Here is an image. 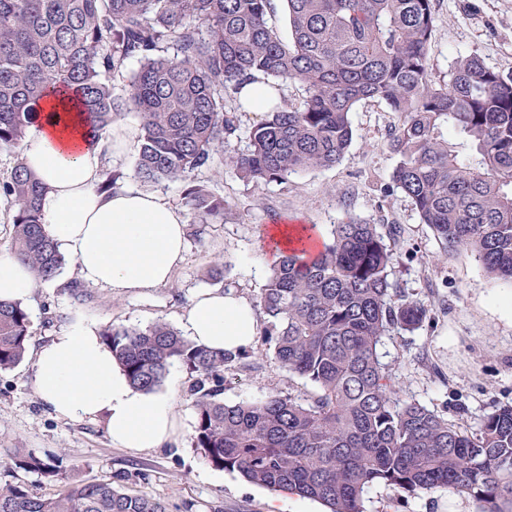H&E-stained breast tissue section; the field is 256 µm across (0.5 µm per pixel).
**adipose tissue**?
<instances>
[{"mask_svg": "<svg viewBox=\"0 0 512 512\" xmlns=\"http://www.w3.org/2000/svg\"><path fill=\"white\" fill-rule=\"evenodd\" d=\"M52 103L30 127L21 149L24 166L44 186L40 202L45 234L69 253L81 279L125 296L168 285L184 260L187 225L182 211L157 193L127 187L98 189L105 162L139 145L140 127L118 121L99 135L75 105L51 117ZM34 272L0 250V300L29 298ZM192 341L230 352L251 345L259 332L254 303L229 289L209 288L183 314ZM34 387L66 419L103 420L117 447L162 448L174 443L179 421L170 395L134 389L94 325L79 319L35 353Z\"/></svg>", "mask_w": 512, "mask_h": 512, "instance_id": "adipose-tissue-1", "label": "adipose tissue"}]
</instances>
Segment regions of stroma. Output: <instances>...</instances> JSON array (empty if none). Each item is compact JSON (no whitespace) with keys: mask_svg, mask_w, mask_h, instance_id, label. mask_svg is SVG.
I'll use <instances>...</instances> for the list:
<instances>
[{"mask_svg":"<svg viewBox=\"0 0 512 512\" xmlns=\"http://www.w3.org/2000/svg\"><path fill=\"white\" fill-rule=\"evenodd\" d=\"M433 12L434 79L448 80L455 61L471 54L492 70L512 73V0H433ZM350 121L352 142L336 166L268 184L242 179L221 160L200 174L206 188L223 197L224 220L206 226L202 237L187 236L185 260L169 285L123 297L101 289L95 303L79 306L62 288L79 277L74 259L66 258L56 279L24 302L31 347L48 343L78 315L99 329L110 323L144 328L160 320L182 329L190 298L203 288H232L257 299L272 266L266 226L288 220L313 224L327 239L335 225L353 218L383 233L389 225L398 227L392 278L428 310L420 327L393 332L381 348L398 397L470 428L494 409L512 406V313L498 303L512 296V284L491 282L468 250L441 251L410 198L395 186L398 158L390 139L397 114L367 100L354 108ZM218 260L223 268L217 281L211 269ZM249 354L248 364L226 371L225 402L276 391L312 392L309 382L280 369L263 347L252 346ZM33 363L29 355L0 372V459L16 448L39 455L60 451L68 462L80 463V478L125 475L127 489L166 500L171 512H268L270 489L212 467L193 448L196 416L187 394L190 376L181 365L171 367L162 385L181 422L177 442L133 450L115 447L103 421L59 417L34 389ZM452 506L444 489L400 495L374 487L365 502L367 512H451Z\"/></svg>","mask_w":512,"mask_h":512,"instance_id":"35a3bbf8","label":"stroma"}]
</instances>
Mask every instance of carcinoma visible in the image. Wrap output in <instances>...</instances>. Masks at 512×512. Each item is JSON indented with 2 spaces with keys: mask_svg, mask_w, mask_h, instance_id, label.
Instances as JSON below:
<instances>
[{
  "mask_svg": "<svg viewBox=\"0 0 512 512\" xmlns=\"http://www.w3.org/2000/svg\"><path fill=\"white\" fill-rule=\"evenodd\" d=\"M273 0H0V150L26 138L50 93L77 97L92 131L132 109L141 122L136 175L179 180L211 169L240 128L224 94L262 74L304 85L299 107L280 105L249 128L246 151L226 158L242 178L280 182L340 163L352 141L350 112L377 99L399 115L390 140L393 182L440 248L474 252L488 278L512 283V74L476 55L448 81L431 76L432 0H284L288 41L269 24ZM140 62L127 95L108 77ZM41 182L22 162L0 181L16 256L41 282L63 264L40 217ZM193 223L224 218V198L192 186ZM393 249L375 224H338L314 251L279 256L258 303L259 335L278 366L309 381L224 402V371L248 357L200 346L164 322L99 332L133 388L153 392L179 363L191 375L192 446L215 468L309 498L328 512H365L369 489L405 494L452 489L479 512H512V406L471 431L396 396L380 360L383 338L411 330L427 309L389 279ZM74 302L97 295L64 284ZM31 322L20 301H0V371L25 358ZM54 487L0 484V512H169V504L107 481L70 474L60 453L19 448L0 462Z\"/></svg>",
  "mask_w": 512,
  "mask_h": 512,
  "instance_id": "carcinoma-1",
  "label": "carcinoma"
}]
</instances>
